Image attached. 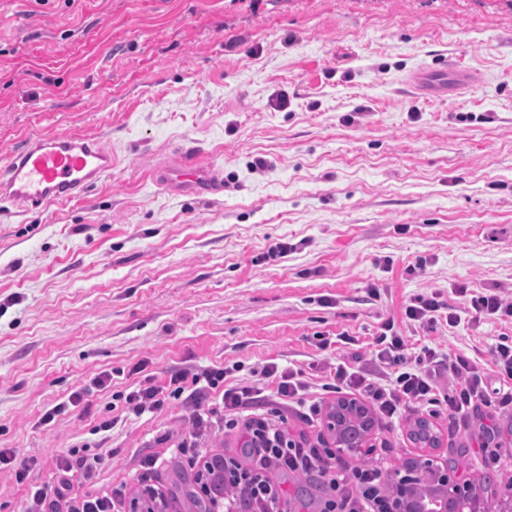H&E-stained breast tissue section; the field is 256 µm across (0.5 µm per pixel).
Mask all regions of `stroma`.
Wrapping results in <instances>:
<instances>
[{"mask_svg":"<svg viewBox=\"0 0 512 512\" xmlns=\"http://www.w3.org/2000/svg\"><path fill=\"white\" fill-rule=\"evenodd\" d=\"M455 65L475 91L414 93L426 66ZM288 106L275 108L278 96ZM78 133L112 151L84 195L26 214L0 209V448L33 465L0 467V512L84 442L105 462L84 496H138L143 483L190 489L179 447L192 409L143 417L117 393L171 374L231 368L259 385L270 364L299 369L307 398L333 405L338 364L388 370L375 334L398 321L409 353H463L483 365L512 323L464 318L472 291L512 297V6L506 0H0V166L26 139ZM194 146L221 171L217 195L151 178ZM288 245L278 256L270 249ZM462 314L428 330L403 318L418 294ZM353 341L321 349V336ZM105 387L50 424L45 411L98 374ZM114 424L105 435L95 427ZM427 420L438 442L411 441ZM501 459L482 465L478 432L412 407L376 420L350 466L404 474L424 455L458 485L482 480L488 506L512 488V419ZM270 478L283 512L323 503L314 476Z\"/></svg>","mask_w":512,"mask_h":512,"instance_id":"stroma-1","label":"stroma"}]
</instances>
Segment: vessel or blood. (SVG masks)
I'll use <instances>...</instances> for the list:
<instances>
[{"label": "vessel or blood", "instance_id": "obj_1", "mask_svg": "<svg viewBox=\"0 0 512 512\" xmlns=\"http://www.w3.org/2000/svg\"><path fill=\"white\" fill-rule=\"evenodd\" d=\"M417 85L431 95L448 90L465 93L474 88L468 71L448 66L420 72ZM111 169V151L96 140L73 134L35 137L0 167V204L26 213L50 203H65L80 197ZM152 178L187 194L224 190L219 171L190 149L183 150L174 164L158 168Z\"/></svg>", "mask_w": 512, "mask_h": 512}]
</instances>
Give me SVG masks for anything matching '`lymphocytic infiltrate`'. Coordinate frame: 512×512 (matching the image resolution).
<instances>
[{
	"instance_id": "f902f5d3",
	"label": "lymphocytic infiltrate",
	"mask_w": 512,
	"mask_h": 512,
	"mask_svg": "<svg viewBox=\"0 0 512 512\" xmlns=\"http://www.w3.org/2000/svg\"><path fill=\"white\" fill-rule=\"evenodd\" d=\"M375 353L395 372L389 383L372 381L358 367L343 363L336 368L334 391L362 395L373 414L382 418H394L412 403L428 407L433 415L447 412L458 426L467 424L471 417L486 416L479 452L485 462L498 463L499 453L491 448L489 438L497 428V418L512 413V338L501 337L492 350L495 373L509 384L508 389L496 391L489 389L480 364L467 355L445 358L430 347L423 348L419 355H409L404 339L391 322L381 326ZM227 374L224 368L185 369L171 376L169 387L152 385L129 392L124 397L125 408L139 417L161 410L170 400L186 399L194 407L191 448H198L210 418L218 414L226 429L240 428L247 436L255 457L251 481H260L275 468L295 476L315 473L323 478L329 491L322 512H389L390 501L380 469L351 467L331 448L289 439L276 421L265 415L242 418L241 408L259 399L261 391L248 386L226 387ZM262 375L275 380L279 399L306 406L309 415L320 413L319 404H309L304 399L307 384L301 371L282 370L272 364L263 369ZM216 392L221 395L217 408L209 403L211 394ZM102 464V455L88 453L85 446L69 449L55 463L56 483L31 487L27 512H114L121 501V491L97 498L73 494L74 481L91 480Z\"/></svg>"
}]
</instances>
